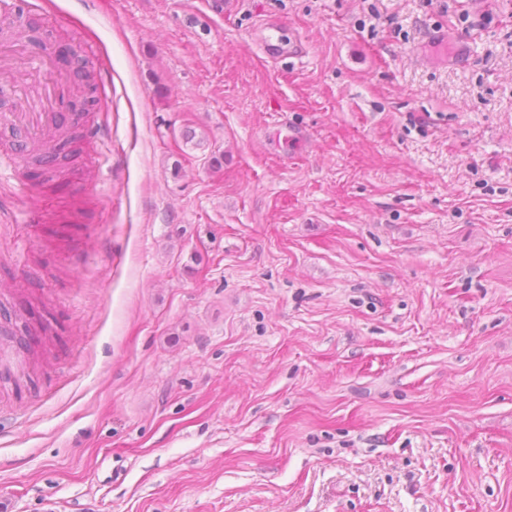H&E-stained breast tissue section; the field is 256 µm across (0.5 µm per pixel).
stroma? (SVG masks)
<instances>
[{"label":"stroma","mask_w":512,"mask_h":512,"mask_svg":"<svg viewBox=\"0 0 512 512\" xmlns=\"http://www.w3.org/2000/svg\"><path fill=\"white\" fill-rule=\"evenodd\" d=\"M1 21L100 87L0 160L7 512H512V0Z\"/></svg>","instance_id":"obj_1"}]
</instances>
